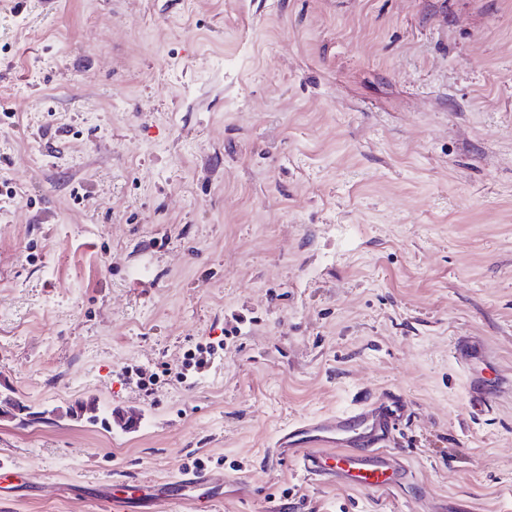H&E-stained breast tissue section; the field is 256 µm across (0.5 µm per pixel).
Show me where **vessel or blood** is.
<instances>
[{
	"instance_id": "obj_1",
	"label": "vessel or blood",
	"mask_w": 512,
	"mask_h": 512,
	"mask_svg": "<svg viewBox=\"0 0 512 512\" xmlns=\"http://www.w3.org/2000/svg\"><path fill=\"white\" fill-rule=\"evenodd\" d=\"M400 412L394 399L359 401L347 410L294 422L276 440L278 457L294 464L301 478L349 489L386 490L403 485L409 469L387 446ZM216 474L188 469L173 480L141 489L104 486L99 495L107 512H155L158 504L183 501L203 512L213 497Z\"/></svg>"
}]
</instances>
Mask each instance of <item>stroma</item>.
Wrapping results in <instances>:
<instances>
[{"label":"stroma","instance_id":"35a3bbf8","mask_svg":"<svg viewBox=\"0 0 512 512\" xmlns=\"http://www.w3.org/2000/svg\"><path fill=\"white\" fill-rule=\"evenodd\" d=\"M15 3L0 394L141 428L0 415L24 479L0 512H103L100 482L198 458L224 476L208 512H512V0ZM387 392L409 484L323 486L277 458L288 423Z\"/></svg>","mask_w":512,"mask_h":512}]
</instances>
